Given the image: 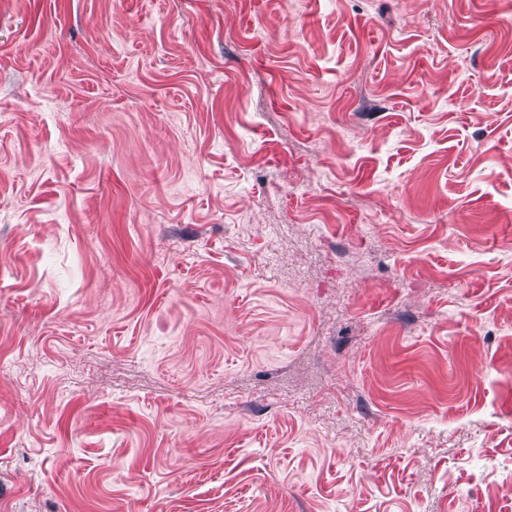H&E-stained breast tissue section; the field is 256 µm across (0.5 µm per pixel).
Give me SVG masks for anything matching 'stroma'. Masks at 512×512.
Wrapping results in <instances>:
<instances>
[{"label": "stroma", "instance_id": "1", "mask_svg": "<svg viewBox=\"0 0 512 512\" xmlns=\"http://www.w3.org/2000/svg\"><path fill=\"white\" fill-rule=\"evenodd\" d=\"M0 512H512V0H0Z\"/></svg>", "mask_w": 512, "mask_h": 512}]
</instances>
